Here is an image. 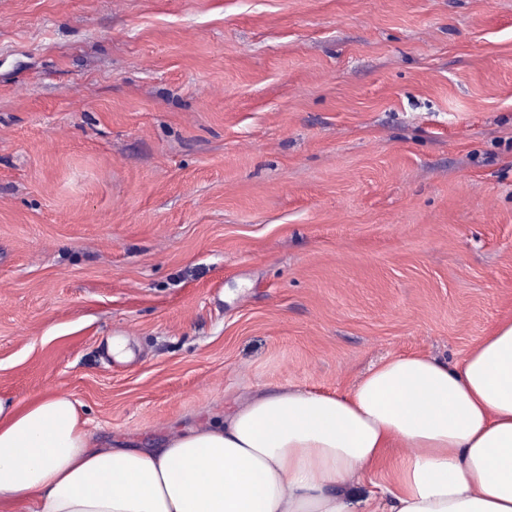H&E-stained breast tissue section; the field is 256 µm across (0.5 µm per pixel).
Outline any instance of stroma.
<instances>
[{
	"instance_id": "1",
	"label": "stroma",
	"mask_w": 512,
	"mask_h": 512,
	"mask_svg": "<svg viewBox=\"0 0 512 512\" xmlns=\"http://www.w3.org/2000/svg\"><path fill=\"white\" fill-rule=\"evenodd\" d=\"M507 319L512 0H0L1 398L149 447Z\"/></svg>"
}]
</instances>
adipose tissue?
I'll use <instances>...</instances> for the list:
<instances>
[{
    "mask_svg": "<svg viewBox=\"0 0 512 512\" xmlns=\"http://www.w3.org/2000/svg\"><path fill=\"white\" fill-rule=\"evenodd\" d=\"M384 497L349 483L388 460ZM512 512V320L457 366L388 358L346 391L287 384L158 446H99L70 397L0 398V512Z\"/></svg>",
    "mask_w": 512,
    "mask_h": 512,
    "instance_id": "adipose-tissue-1",
    "label": "adipose tissue"
}]
</instances>
